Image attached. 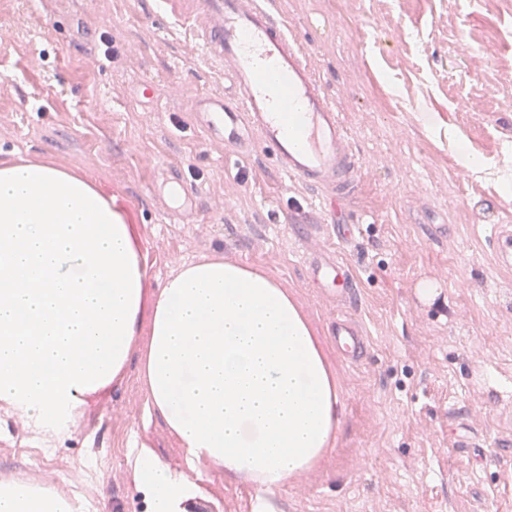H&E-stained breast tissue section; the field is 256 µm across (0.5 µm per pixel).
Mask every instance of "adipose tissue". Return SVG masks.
I'll list each match as a JSON object with an SVG mask.
<instances>
[{"mask_svg":"<svg viewBox=\"0 0 512 512\" xmlns=\"http://www.w3.org/2000/svg\"><path fill=\"white\" fill-rule=\"evenodd\" d=\"M122 210L80 174L0 160V407L49 441L131 356L189 463L272 488L332 447L336 374L306 315L263 271L184 264L155 295ZM133 477L148 512H189L196 485L149 448ZM37 484L0 480V512H79Z\"/></svg>","mask_w":512,"mask_h":512,"instance_id":"obj_1","label":"adipose tissue"}]
</instances>
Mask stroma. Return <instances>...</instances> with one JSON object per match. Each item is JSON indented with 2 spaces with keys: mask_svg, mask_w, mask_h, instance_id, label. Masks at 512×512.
I'll list each match as a JSON object with an SVG mask.
<instances>
[{
  "mask_svg": "<svg viewBox=\"0 0 512 512\" xmlns=\"http://www.w3.org/2000/svg\"><path fill=\"white\" fill-rule=\"evenodd\" d=\"M272 2L362 157L336 218L354 224L348 241L270 157H225L192 125L224 75L189 25L144 21L150 0H0V159L73 170L117 198L148 293L221 258L277 280L321 338L341 401L332 450L272 492L199 465L194 512H512V270L493 258L512 225V0ZM165 167L197 186L193 223L167 222L151 193ZM315 241L359 282L360 362L336 354V305L308 276ZM137 443L183 468L133 361L53 449L0 411V479L79 495L82 512H146Z\"/></svg>",
  "mask_w": 512,
  "mask_h": 512,
  "instance_id": "stroma-1",
  "label": "stroma"
}]
</instances>
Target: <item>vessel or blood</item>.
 I'll use <instances>...</instances> for the list:
<instances>
[{
    "instance_id": "1",
    "label": "vessel or blood",
    "mask_w": 512,
    "mask_h": 512,
    "mask_svg": "<svg viewBox=\"0 0 512 512\" xmlns=\"http://www.w3.org/2000/svg\"><path fill=\"white\" fill-rule=\"evenodd\" d=\"M191 15L201 48L228 83L226 91L197 99L194 124L232 156L270 150L282 174L316 191L328 211H336L356 189L362 160L299 40L269 0H193ZM162 190L172 200V215L197 210L196 188L181 176ZM308 273L338 309V353L359 360L367 339L344 311L355 297L352 269L334 252L318 249L310 254Z\"/></svg>"
}]
</instances>
